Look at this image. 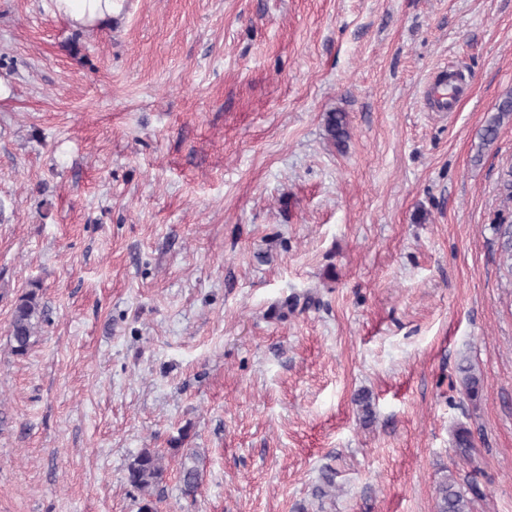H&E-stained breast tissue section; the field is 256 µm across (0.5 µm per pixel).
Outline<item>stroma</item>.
Returning a JSON list of instances; mask_svg holds the SVG:
<instances>
[{"label":"stroma","instance_id":"obj_1","mask_svg":"<svg viewBox=\"0 0 512 512\" xmlns=\"http://www.w3.org/2000/svg\"><path fill=\"white\" fill-rule=\"evenodd\" d=\"M508 95L512 0H0V512H138L145 448L158 512H434L448 475L512 512ZM51 7L58 15L74 27L93 29L100 25L112 24L121 18L127 8V0H50ZM326 131L334 145L340 146L349 137L347 115L343 112H330L326 117ZM497 244L499 263L512 275V224L500 221L490 226ZM37 285L21 294L13 307L11 317V352L17 357L27 355L39 332L45 313L37 292ZM458 370L462 374L461 385L464 393L470 400L477 399L484 384L482 373L467 356L461 359ZM164 467L162 456L150 448L142 449L126 466L127 482L139 492V512H155L154 490L162 481Z\"/></svg>","mask_w":512,"mask_h":512}]
</instances>
